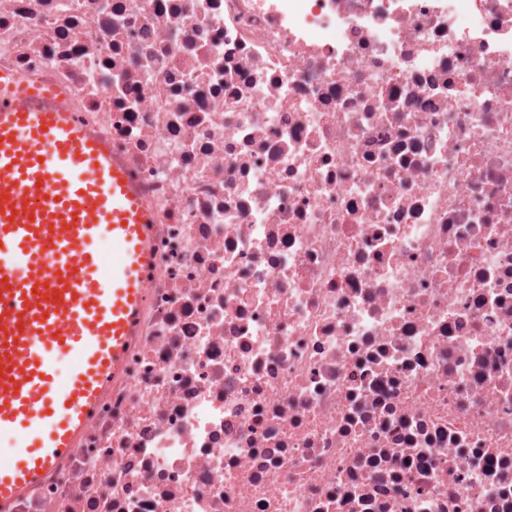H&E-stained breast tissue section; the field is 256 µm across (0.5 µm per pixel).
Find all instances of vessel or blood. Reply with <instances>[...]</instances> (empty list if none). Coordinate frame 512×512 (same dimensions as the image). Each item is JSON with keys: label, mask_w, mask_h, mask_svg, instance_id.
Returning <instances> with one entry per match:
<instances>
[{"label": "vessel or blood", "mask_w": 512, "mask_h": 512, "mask_svg": "<svg viewBox=\"0 0 512 512\" xmlns=\"http://www.w3.org/2000/svg\"><path fill=\"white\" fill-rule=\"evenodd\" d=\"M154 214L59 90L0 72V512L78 449L119 375L148 292ZM112 254L95 248L101 227ZM71 372L58 382L57 355Z\"/></svg>", "instance_id": "1"}]
</instances>
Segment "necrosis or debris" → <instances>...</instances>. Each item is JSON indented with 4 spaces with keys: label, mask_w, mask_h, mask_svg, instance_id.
Returning a JSON list of instances; mask_svg holds the SVG:
<instances>
[{
    "label": "necrosis or debris",
    "mask_w": 512,
    "mask_h": 512,
    "mask_svg": "<svg viewBox=\"0 0 512 512\" xmlns=\"http://www.w3.org/2000/svg\"><path fill=\"white\" fill-rule=\"evenodd\" d=\"M0 68L156 218L14 512H512V0H0Z\"/></svg>",
    "instance_id": "obj_1"
}]
</instances>
